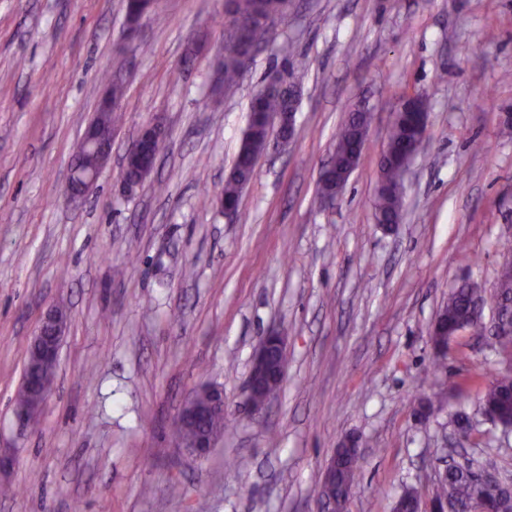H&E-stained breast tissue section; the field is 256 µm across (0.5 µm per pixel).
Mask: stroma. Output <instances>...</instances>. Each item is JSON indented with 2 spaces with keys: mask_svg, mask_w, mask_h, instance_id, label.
I'll return each instance as SVG.
<instances>
[{
  "mask_svg": "<svg viewBox=\"0 0 512 512\" xmlns=\"http://www.w3.org/2000/svg\"><path fill=\"white\" fill-rule=\"evenodd\" d=\"M226 41L224 0H155L132 34L123 0H0V512H321L348 438L360 474L345 512H392L410 488L430 501L453 461L512 485V432L469 385L501 358L470 329L442 357L428 336L453 288L491 287L512 241V0H290L220 94ZM278 74L297 91L294 135L271 141L224 215L251 99ZM110 75L125 86L112 157L74 207L70 167ZM413 95L429 100L428 133L388 232L374 220L380 151ZM361 99L362 160L335 204L319 203ZM154 120L166 150L121 192L123 156ZM53 305L69 314L56 385L25 425L15 398ZM274 330L286 376L258 418L247 379ZM205 384L224 390V431L199 460L178 448L175 419ZM422 398L437 407L427 419Z\"/></svg>",
  "mask_w": 512,
  "mask_h": 512,
  "instance_id": "1",
  "label": "stroma"
}]
</instances>
